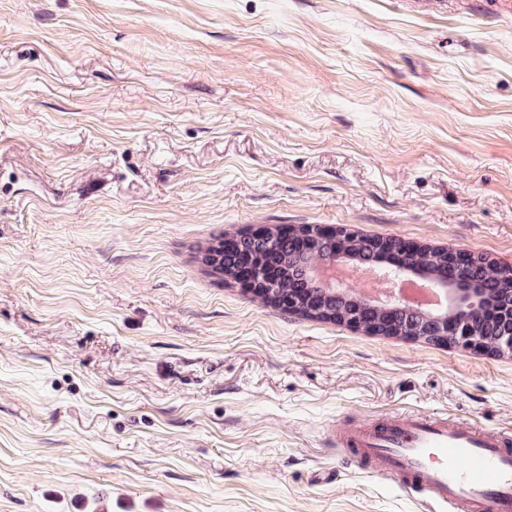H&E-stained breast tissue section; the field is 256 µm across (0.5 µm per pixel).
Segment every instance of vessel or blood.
I'll return each mask as SVG.
<instances>
[{
    "instance_id": "vessel-or-blood-1",
    "label": "vessel or blood",
    "mask_w": 512,
    "mask_h": 512,
    "mask_svg": "<svg viewBox=\"0 0 512 512\" xmlns=\"http://www.w3.org/2000/svg\"><path fill=\"white\" fill-rule=\"evenodd\" d=\"M377 477L420 488L436 512H512V435L475 422L409 412L336 429Z\"/></svg>"
}]
</instances>
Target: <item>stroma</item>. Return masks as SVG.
<instances>
[{
  "label": "stroma",
  "instance_id": "obj_1",
  "mask_svg": "<svg viewBox=\"0 0 512 512\" xmlns=\"http://www.w3.org/2000/svg\"><path fill=\"white\" fill-rule=\"evenodd\" d=\"M279 224L512 265V0H0V512H425L330 431L512 430V354L195 260Z\"/></svg>",
  "mask_w": 512,
  "mask_h": 512
}]
</instances>
